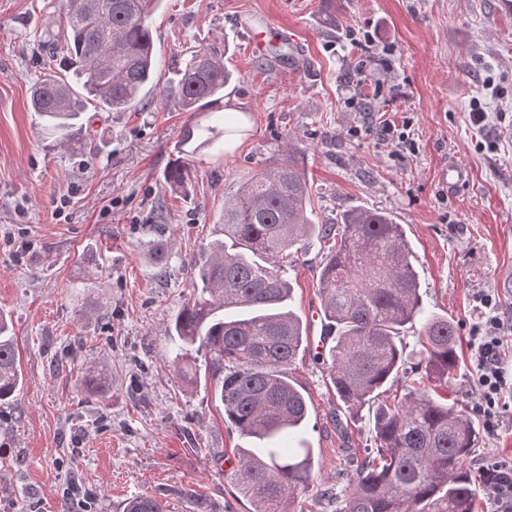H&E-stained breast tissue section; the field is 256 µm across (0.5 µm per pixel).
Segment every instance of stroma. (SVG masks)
I'll use <instances>...</instances> for the list:
<instances>
[{"mask_svg": "<svg viewBox=\"0 0 512 512\" xmlns=\"http://www.w3.org/2000/svg\"><path fill=\"white\" fill-rule=\"evenodd\" d=\"M53 0H0V310L12 319L23 385L0 403V512H122L147 493L166 512H248L225 480L242 444L227 430L208 379L182 382L165 362L167 324L191 292V261L213 239L224 201L276 148L297 145L326 223L361 205L402 224L427 306L448 315L460 338L448 394L478 412L471 336L477 294L495 296L512 319V8L504 0H163L152 19L162 64L200 42L223 39L237 80L224 109L246 133L192 156L188 193L163 172L185 124L207 112L169 105L84 114L92 149L53 148L31 112L30 87L48 64L33 40L53 22ZM375 44L354 48L351 30ZM264 32L265 52L250 51ZM364 85H357V72ZM481 104L483 127L469 113ZM408 117L409 147L390 146L382 123ZM457 161L470 180L449 190ZM69 195L63 215L57 201ZM167 253L164 274L149 258ZM312 246L292 258V309L309 337L323 335ZM505 404L483 427L467 462L512 457V342L500 352ZM109 372L99 393L86 368ZM317 350L299 355L291 379L312 412L304 439L318 483L347 490V460L371 447L372 413L350 420Z\"/></svg>", "mask_w": 512, "mask_h": 512, "instance_id": "1", "label": "stroma"}]
</instances>
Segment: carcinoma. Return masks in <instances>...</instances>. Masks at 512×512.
<instances>
[{"instance_id":"obj_1","label":"carcinoma","mask_w":512,"mask_h":512,"mask_svg":"<svg viewBox=\"0 0 512 512\" xmlns=\"http://www.w3.org/2000/svg\"><path fill=\"white\" fill-rule=\"evenodd\" d=\"M162 0H59L54 24L40 36L53 69L32 85L29 106L57 145L84 153L83 112H125L161 98L184 112L224 113L234 71L214 41L158 73L150 18ZM241 122L185 124L180 144L199 150ZM274 166L253 171L224 201L221 237L194 261L192 291L171 317L168 367L190 381L205 371L224 424L249 446L224 474L248 512H292L314 482L313 449L298 437L310 418L289 372L308 345L302 319L287 309L291 285L283 260L316 242L330 244L318 286L332 336L328 372L352 413L375 405V447L351 460L355 479L339 496H319L335 512H473L478 484L466 468L480 426L461 404L436 392L459 364L456 326L425 305L403 226L376 209L355 207L331 224L311 218L305 172L283 144ZM191 167L173 163L165 182L186 189ZM415 330L421 359L405 367L402 338ZM413 377L389 404L378 401L400 373ZM22 384L7 317L0 313V401ZM125 512H162L156 498L134 495Z\"/></svg>"}]
</instances>
